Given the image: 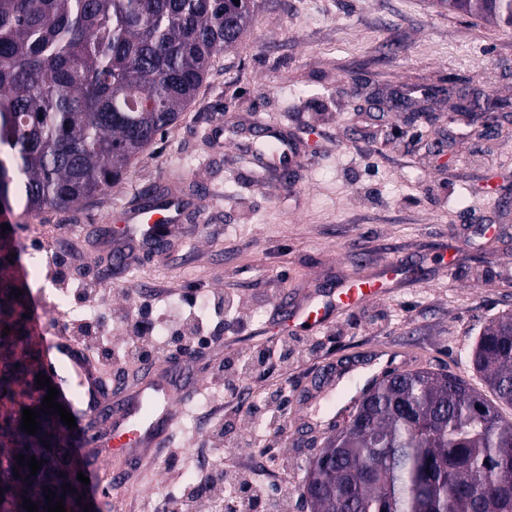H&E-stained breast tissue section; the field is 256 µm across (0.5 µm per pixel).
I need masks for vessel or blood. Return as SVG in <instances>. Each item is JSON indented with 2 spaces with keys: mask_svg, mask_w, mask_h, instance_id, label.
Segmentation results:
<instances>
[{
  "mask_svg": "<svg viewBox=\"0 0 512 512\" xmlns=\"http://www.w3.org/2000/svg\"><path fill=\"white\" fill-rule=\"evenodd\" d=\"M249 136L254 142L276 141L280 155L296 161L291 144L263 122H255ZM192 205V200L172 193L155 210L122 207L110 216L113 235L124 246H155L158 230L174 226ZM416 276V267L396 258L381 273L357 275L297 301L280 298L282 327L290 331L323 325ZM46 309L41 295L32 294L27 332L41 351L44 368L58 390V402L76 419L78 456L91 490L116 494L123 481L119 463L129 457L154 455L179 422L186 395L179 367L186 358L178 355L146 365L129 400L113 401L111 392L102 389L88 353L47 321Z\"/></svg>",
  "mask_w": 512,
  "mask_h": 512,
  "instance_id": "vessel-or-blood-1",
  "label": "vessel or blood"
}]
</instances>
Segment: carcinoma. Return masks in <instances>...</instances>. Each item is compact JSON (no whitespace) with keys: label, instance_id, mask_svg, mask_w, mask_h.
I'll return each instance as SVG.
<instances>
[{"label":"carcinoma","instance_id":"cac0c4a2","mask_svg":"<svg viewBox=\"0 0 512 512\" xmlns=\"http://www.w3.org/2000/svg\"><path fill=\"white\" fill-rule=\"evenodd\" d=\"M512 28V0H437ZM257 0H0V209L38 217L121 182L195 103ZM0 315L24 317L0 282ZM512 407V312L470 352ZM64 504L80 489L49 457ZM311 512H512V420L459 375L383 379L328 436L307 473Z\"/></svg>","mask_w":512,"mask_h":512}]
</instances>
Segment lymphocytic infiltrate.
<instances>
[{"label": "lymphocytic infiltrate", "instance_id": "1", "mask_svg": "<svg viewBox=\"0 0 512 512\" xmlns=\"http://www.w3.org/2000/svg\"><path fill=\"white\" fill-rule=\"evenodd\" d=\"M232 311V303L215 294L177 295L164 309L154 301L143 300L132 316L127 317L122 336L85 323L70 328L74 342L87 350L102 377H109L112 366L145 365L159 357H170L184 351L198 354L222 345V337L202 331L201 313L208 308ZM288 349L260 350L240 356L236 363L217 362L211 368L206 389L224 395L242 418L255 416L254 406L243 403V383L253 377H267L287 367ZM212 440L223 445V465L203 473L196 481L192 495L194 512H209L216 498H223L227 512H288V497L268 494L257 473L239 464V451L251 447L250 433L225 435L223 423L211 430Z\"/></svg>", "mask_w": 512, "mask_h": 512}]
</instances>
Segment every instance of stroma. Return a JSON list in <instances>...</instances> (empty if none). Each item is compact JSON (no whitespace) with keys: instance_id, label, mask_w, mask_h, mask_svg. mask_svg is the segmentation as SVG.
Segmentation results:
<instances>
[{"instance_id":"35a3bbf8","label":"stroma","mask_w":512,"mask_h":512,"mask_svg":"<svg viewBox=\"0 0 512 512\" xmlns=\"http://www.w3.org/2000/svg\"><path fill=\"white\" fill-rule=\"evenodd\" d=\"M240 42L218 57L195 106L138 159L127 177L81 206L39 217L11 214L22 260L52 244L63 269L42 268L26 285L62 290L53 320L77 321L89 304L78 285L96 282L100 310L125 307L124 292L223 293L240 323L222 350L200 354L186 385L201 414L172 431L171 452L189 467L187 449L208 443L222 409L196 381L215 358L278 347L282 292L301 295L315 280L363 274L405 256L419 281L395 288L311 333H297L287 369L245 386V403L287 395L290 412L325 413L346 379L321 377L324 364L355 366L380 347L405 352L432 370L484 383L470 364L485 325L512 310V29L433 5L432 0H258ZM476 89L494 102L497 134L478 137L485 115L457 112ZM286 132L302 157L281 173L245 159L216 128L242 131L254 121ZM186 176L180 239L154 253L134 249L112 261L116 207L143 202L154 188ZM209 233L188 246L193 225ZM241 462L287 492L294 512H310L304 483L327 430L288 425L284 436L257 426ZM288 462L286 474L270 456ZM121 509L94 499L96 512H142L141 492L165 496L163 459L127 461Z\"/></svg>"}]
</instances>
